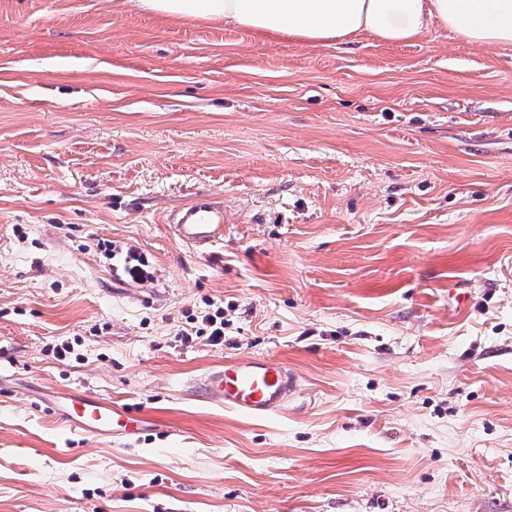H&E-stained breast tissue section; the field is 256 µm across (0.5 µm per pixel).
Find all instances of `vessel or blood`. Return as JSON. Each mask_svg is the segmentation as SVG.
Masks as SVG:
<instances>
[{
  "instance_id": "obj_1",
  "label": "vessel or blood",
  "mask_w": 512,
  "mask_h": 512,
  "mask_svg": "<svg viewBox=\"0 0 512 512\" xmlns=\"http://www.w3.org/2000/svg\"><path fill=\"white\" fill-rule=\"evenodd\" d=\"M229 216L223 206L205 196L196 197L168 217L174 236L182 244L200 251L224 238ZM297 386L295 374L278 357L231 360L211 370L202 380V395L209 401L253 418L279 413ZM62 424L95 435H109L116 428L137 430L139 421L125 409L100 399L73 395L45 404Z\"/></svg>"
}]
</instances>
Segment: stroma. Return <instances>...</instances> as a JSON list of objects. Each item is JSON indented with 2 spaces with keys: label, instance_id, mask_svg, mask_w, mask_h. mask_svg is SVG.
<instances>
[{
  "label": "stroma",
  "instance_id": "35a3bbf8",
  "mask_svg": "<svg viewBox=\"0 0 512 512\" xmlns=\"http://www.w3.org/2000/svg\"><path fill=\"white\" fill-rule=\"evenodd\" d=\"M0 347V512H512V47L0 0ZM266 355L281 413L192 396ZM74 389L157 423L63 426ZM230 219L224 207L206 196H197L189 204L168 216L172 233L182 244L207 251L224 239V224ZM201 322L205 327L198 328L194 335L197 338L207 336V345L218 346L224 343V311L216 310L202 316ZM205 333V334H204Z\"/></svg>",
  "mask_w": 512,
  "mask_h": 512
}]
</instances>
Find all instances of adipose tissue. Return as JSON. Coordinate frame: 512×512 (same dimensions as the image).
<instances>
[{"label": "adipose tissue", "mask_w": 512, "mask_h": 512, "mask_svg": "<svg viewBox=\"0 0 512 512\" xmlns=\"http://www.w3.org/2000/svg\"><path fill=\"white\" fill-rule=\"evenodd\" d=\"M158 17L230 23L310 44L361 34L395 44L440 26L478 46L512 47V0H136Z\"/></svg>", "instance_id": "ef3b65f1"}]
</instances>
